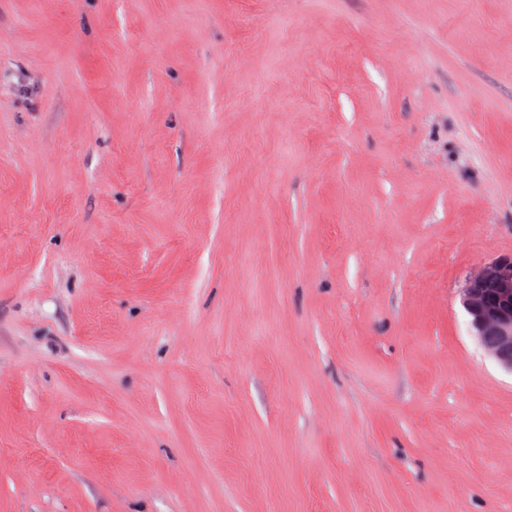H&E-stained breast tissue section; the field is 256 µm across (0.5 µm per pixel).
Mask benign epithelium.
<instances>
[{"label": "benign epithelium", "mask_w": 512, "mask_h": 512, "mask_svg": "<svg viewBox=\"0 0 512 512\" xmlns=\"http://www.w3.org/2000/svg\"><path fill=\"white\" fill-rule=\"evenodd\" d=\"M468 330L483 352L512 374V255L487 262L460 294Z\"/></svg>", "instance_id": "7a95c632"}]
</instances>
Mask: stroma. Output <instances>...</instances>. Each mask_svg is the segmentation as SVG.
Here are the masks:
<instances>
[{
	"label": "stroma",
	"mask_w": 512,
	"mask_h": 512,
	"mask_svg": "<svg viewBox=\"0 0 512 512\" xmlns=\"http://www.w3.org/2000/svg\"><path fill=\"white\" fill-rule=\"evenodd\" d=\"M512 0H0V512H512ZM468 330L483 352L512 374V255L487 262L460 294Z\"/></svg>",
	"instance_id": "stroma-1"
}]
</instances>
